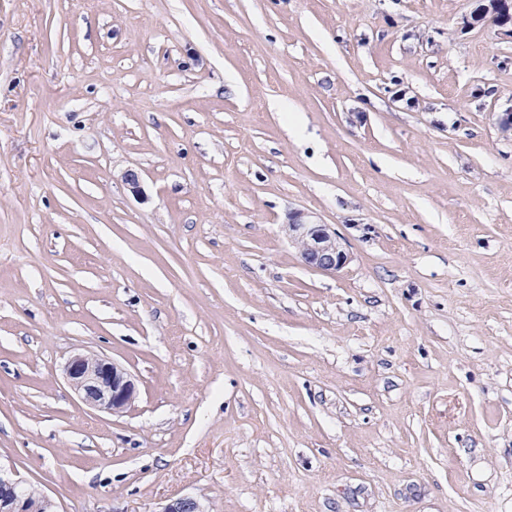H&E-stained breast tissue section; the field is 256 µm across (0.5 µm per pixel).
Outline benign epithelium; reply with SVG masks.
<instances>
[{
    "label": "benign epithelium",
    "instance_id": "7a95c632",
    "mask_svg": "<svg viewBox=\"0 0 512 512\" xmlns=\"http://www.w3.org/2000/svg\"><path fill=\"white\" fill-rule=\"evenodd\" d=\"M289 240L300 250L305 263L313 269L334 274L348 262L336 232L327 224H311L303 215L290 217ZM65 376L81 402L112 414L124 412L137 397L131 374L119 364L96 354L78 353L64 366ZM21 481L0 470V512H31V503L22 493ZM159 512H204L191 497H178Z\"/></svg>",
    "mask_w": 512,
    "mask_h": 512
}]
</instances>
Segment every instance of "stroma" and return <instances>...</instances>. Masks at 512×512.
Listing matches in <instances>:
<instances>
[{
	"label": "stroma",
	"mask_w": 512,
	"mask_h": 512,
	"mask_svg": "<svg viewBox=\"0 0 512 512\" xmlns=\"http://www.w3.org/2000/svg\"><path fill=\"white\" fill-rule=\"evenodd\" d=\"M505 30L490 0H0V466L60 512H512ZM77 352L131 407L79 401ZM286 227L289 240L299 248L308 266L333 274L347 264L348 254L329 225L307 223L302 213H294ZM65 376L81 402L109 413H123L137 397L131 374L113 360L78 353L64 366Z\"/></svg>",
	"instance_id": "obj_1"
}]
</instances>
